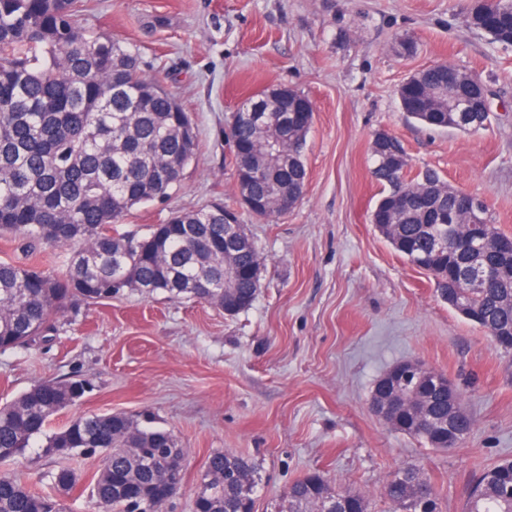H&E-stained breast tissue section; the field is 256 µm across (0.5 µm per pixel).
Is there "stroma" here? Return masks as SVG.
<instances>
[{"label":"stroma","mask_w":512,"mask_h":512,"mask_svg":"<svg viewBox=\"0 0 512 512\" xmlns=\"http://www.w3.org/2000/svg\"><path fill=\"white\" fill-rule=\"evenodd\" d=\"M472 0H83V25L138 52L146 75L193 118L196 159L165 201L121 225L145 231L171 212L236 201L224 128L271 86L307 95L315 118L302 200L261 219L239 209L264 258L262 288L234 316L184 296L137 291L58 314L52 340L0 353V403L33 384L80 375L94 389L52 417L153 413L186 450L184 486L167 512H193L192 491L216 451L252 458L255 512H279L288 484L313 470L388 512L391 475L417 468L440 512H462L474 474L512 460V352L450 308L369 221L382 187L373 136L399 137L412 171L437 170L484 197L512 234V46L470 26ZM448 62L492 92L491 122L464 133L406 119L397 90ZM418 360L447 374L474 420L452 451L390 428L368 408L377 380Z\"/></svg>","instance_id":"stroma-1"}]
</instances>
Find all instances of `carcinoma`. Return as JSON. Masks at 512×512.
<instances>
[{
	"instance_id": "1",
	"label": "carcinoma",
	"mask_w": 512,
	"mask_h": 512,
	"mask_svg": "<svg viewBox=\"0 0 512 512\" xmlns=\"http://www.w3.org/2000/svg\"><path fill=\"white\" fill-rule=\"evenodd\" d=\"M470 25L493 41L512 45V0ZM448 66L421 70L402 83L401 108L432 129L448 128ZM313 109L300 91L275 104V121L257 124L237 109L231 124L235 171L252 162V195L276 205L300 202L307 169L304 146L313 122L290 118ZM198 135L190 114L155 80L143 74L131 48L89 31L78 0H0V234H10L32 256L44 243L74 247L60 272L0 260V352L35 346L56 330L53 313L78 301L95 304L127 290L183 295L234 316L248 309L260 288L261 252L255 242L225 246L234 207L212 203L176 212L144 234L120 232L134 207L168 198L196 156ZM401 141L371 147L372 177L384 190L370 221L409 263L431 277L443 300L458 292L472 311L468 321L498 347L512 350V255L497 251L503 236L472 254L455 239L465 231L455 194L439 173L415 175L394 164ZM288 190L289 201L282 199ZM449 218L438 223L433 213ZM209 247L200 249L197 239ZM400 401L385 423L430 447L449 451L473 428L460 392L441 390L416 376L398 380ZM92 389L81 375L41 381L0 405V464L18 463L42 442L58 462L50 472L62 491L76 484L66 462L97 460L92 492L103 512H159L182 487L184 449L150 414L81 415L46 433L51 416ZM194 492L195 512H249L259 486L256 463L216 451L209 455ZM392 512H439L438 494L414 468L395 472L385 487ZM293 512H370L366 497L333 489L317 472L285 491ZM0 512H66L60 500L33 489L16 473L0 474ZM463 512H512V461L476 475Z\"/></svg>"
}]
</instances>
